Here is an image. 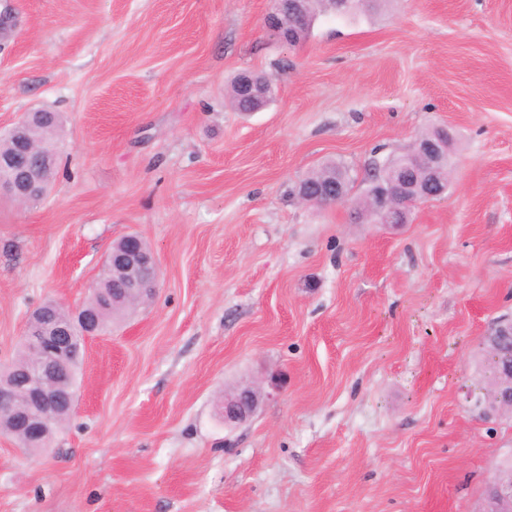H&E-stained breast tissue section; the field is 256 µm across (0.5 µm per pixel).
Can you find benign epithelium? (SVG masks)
I'll list each match as a JSON object with an SVG mask.
<instances>
[{"label": "benign epithelium", "instance_id": "1", "mask_svg": "<svg viewBox=\"0 0 512 512\" xmlns=\"http://www.w3.org/2000/svg\"><path fill=\"white\" fill-rule=\"evenodd\" d=\"M301 0H274L271 12L265 18V27L279 34L280 41L293 44L296 28L301 25ZM238 89L243 99L251 102L252 111L263 106L268 83L263 76L243 73L238 77ZM51 113L38 109L25 113L12 127L9 136L16 144L15 151L0 156V170L9 171L0 176V195L6 194L18 203H26L42 196L40 173L49 164V158L28 138L25 129L35 118L47 119ZM452 140L449 128L444 127L419 138L412 153L395 166L381 170L373 181L370 205L383 224L409 222L411 204L440 197L448 189V147ZM297 198L302 203L331 205L345 201L341 188L335 186L312 193L301 184ZM110 262L104 268L114 267L122 273L117 291L128 303L148 302L157 291L159 268L153 252L142 249L141 238L127 234L117 249L107 255ZM58 304L48 303L38 310V316H29L22 342L29 355V366L14 378L0 382V413L13 412L19 428L40 437L48 436L60 415L74 407V394L69 385L70 365L75 343L88 336L100 334L97 318L84 308L72 311V319L57 322L52 317ZM512 339V320L502 319L490 330L484 343L492 360L496 392L492 407L481 406L483 415L490 417L512 413V359H506L503 341ZM258 389L247 386L224 397V423H239L249 418L259 402ZM499 465L490 481L482 512H512V479L503 474Z\"/></svg>", "mask_w": 512, "mask_h": 512}]
</instances>
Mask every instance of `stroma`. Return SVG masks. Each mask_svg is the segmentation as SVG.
Here are the masks:
<instances>
[{"label": "stroma", "instance_id": "stroma-1", "mask_svg": "<svg viewBox=\"0 0 512 512\" xmlns=\"http://www.w3.org/2000/svg\"><path fill=\"white\" fill-rule=\"evenodd\" d=\"M7 6L0 135L62 123L49 195L0 199V365L37 306L85 303L115 239L147 241L160 284L86 339L46 449L0 434V512H478L512 459V418L475 406L512 315V0H387L292 46L272 0ZM244 71L275 87L248 116ZM439 125L447 194L370 221L371 162ZM328 163L345 202L299 204ZM260 392L252 386L237 390L224 397L225 424L239 423L249 418L259 402Z\"/></svg>", "mask_w": 512, "mask_h": 512}]
</instances>
